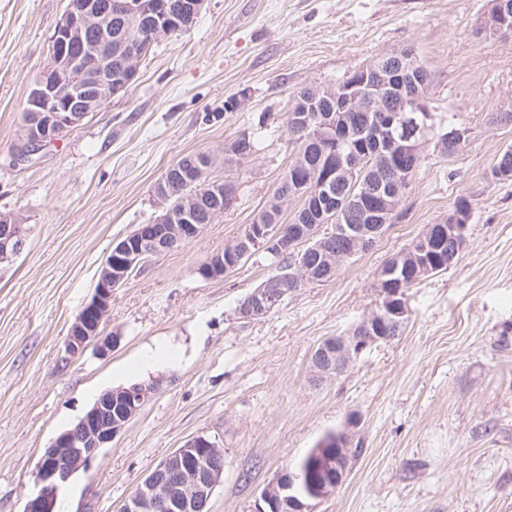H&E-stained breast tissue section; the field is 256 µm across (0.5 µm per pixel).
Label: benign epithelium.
Listing matches in <instances>:
<instances>
[{"label":"benign epithelium","instance_id":"benign-epithelium-1","mask_svg":"<svg viewBox=\"0 0 512 512\" xmlns=\"http://www.w3.org/2000/svg\"><path fill=\"white\" fill-rule=\"evenodd\" d=\"M205 0H182L181 11L162 16L153 38L166 35L171 27L185 29L192 25L204 7ZM156 8L152 0L120 3L118 0H73L58 22L52 42L55 53L51 63L42 70L29 89L28 118L23 137L29 150L44 146L57 138V133L82 124L98 105L125 91L137 78L144 47L138 42L126 45L124 57L117 69L106 65L105 44L107 34L101 20L112 12L129 9L141 13ZM495 14L499 17L496 29L512 33V0H495ZM393 70L385 62L347 73L336 84L315 89L316 95L303 105V112L290 115L291 124L313 130V136L331 149H336V128L345 112H383L386 97L397 95L403 100L401 112L388 120V127L398 125L401 149L418 155L427 141L417 113L428 112V92L406 94L401 85L394 83ZM327 92L336 100V111L310 122L308 112L317 95ZM357 164L351 155L340 157L336 173L345 180L356 179ZM312 177L289 176L288 195L301 203L318 195L311 186ZM410 184L394 170L389 178H377L372 189L363 192L381 197L386 212L395 213ZM224 187L219 184L197 186L179 200L178 208L167 207L153 218L133 238L113 246L100 271L94 298L84 306L70 328L65 341L71 354L81 353L87 343L96 341V352L107 355L117 343V337L101 333L102 322L110 308L112 289L117 287L129 271L138 266L146 251L162 253L178 242L195 238L202 225L194 223L192 213L205 209L206 222L211 223L224 213L219 200ZM469 214L456 212L448 224H430L427 237L451 240L455 252L466 243ZM384 226L372 230L363 224L341 227L349 242L345 253H334L325 241L319 239V228L311 224L304 236L315 243L321 261L329 270L356 252L373 244L371 233H383ZM283 230L272 224L248 227L246 234L258 238L278 239ZM26 235L23 224L13 214L0 213V263L13 261L24 249ZM240 241L224 248L206 263L207 278L221 277L224 271L236 267L243 255L238 252ZM407 265L401 272L419 278L431 273L429 262L418 259L415 253L403 255ZM403 281H388L378 307L343 336L324 340L317 348L313 364L320 378L345 373L358 356L378 343L394 340L389 327L403 328L407 309L402 297ZM289 293L279 286L255 288L239 307L241 315L249 318L265 316L273 311ZM154 389L144 385L107 392L105 398L80 419L72 430L58 435L45 452L35 473L38 491L26 503L24 512H54L60 488L73 474L89 465L97 452L137 414ZM357 457L343 432L336 433V447L318 448L314 452L315 466L286 470L271 482L262 493L265 508L259 512H311V503L327 498L345 482L351 463ZM224 474V449L205 436H198L176 449L145 477L142 484L122 506L121 512H204L212 493Z\"/></svg>","mask_w":512,"mask_h":512}]
</instances>
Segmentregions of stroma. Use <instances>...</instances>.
Instances as JSON below:
<instances>
[{"instance_id":"1","label":"stroma","mask_w":512,"mask_h":512,"mask_svg":"<svg viewBox=\"0 0 512 512\" xmlns=\"http://www.w3.org/2000/svg\"><path fill=\"white\" fill-rule=\"evenodd\" d=\"M68 3L0 0V212L27 229L21 255L0 264V512H24L46 448L102 393L149 383L156 393L60 490L55 512H120L197 436L224 450L208 512H259L264 488L336 431L361 454L314 512H512V181L487 178L512 146V124L492 120L512 107V34L484 29L490 0H206L190 29L152 44L126 91L21 161L25 101ZM405 48L430 73L436 124L456 120L470 141L452 158L425 148L398 219L336 277L242 317L275 271L266 253L221 277L199 269L286 170L293 92ZM245 131L258 152L224 163ZM198 151L236 184L234 207L113 289L101 330L119 341L107 357L91 342L67 353L113 245L162 212L156 183ZM462 197L467 241L447 270L404 290L403 333L341 376L316 377L317 346L375 310L387 261ZM161 346L170 360L150 364Z\"/></svg>"}]
</instances>
